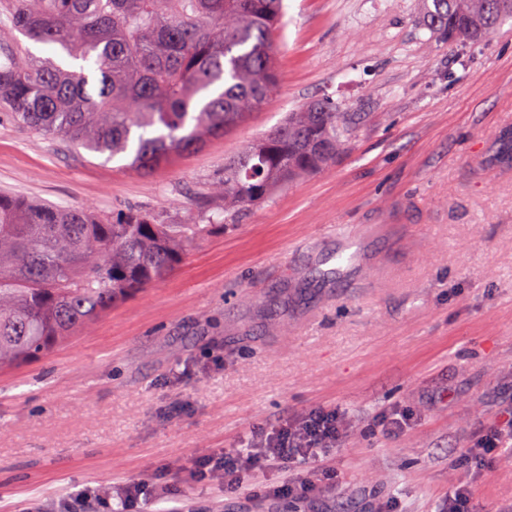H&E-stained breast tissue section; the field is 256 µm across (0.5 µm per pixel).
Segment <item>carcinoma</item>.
I'll use <instances>...</instances> for the list:
<instances>
[{
    "label": "carcinoma",
    "mask_w": 512,
    "mask_h": 512,
    "mask_svg": "<svg viewBox=\"0 0 512 512\" xmlns=\"http://www.w3.org/2000/svg\"><path fill=\"white\" fill-rule=\"evenodd\" d=\"M283 0H0V112L16 123L142 170L201 148L259 108L278 82ZM512 0H424L442 41L477 40ZM40 45L36 56L18 36ZM358 119L328 97L306 102L224 164V209L335 161ZM225 224L109 220L0 192V368L31 363L144 288L186 247Z\"/></svg>",
    "instance_id": "obj_1"
}]
</instances>
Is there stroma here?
<instances>
[{
    "instance_id": "35a3bbf8",
    "label": "stroma",
    "mask_w": 512,
    "mask_h": 512,
    "mask_svg": "<svg viewBox=\"0 0 512 512\" xmlns=\"http://www.w3.org/2000/svg\"><path fill=\"white\" fill-rule=\"evenodd\" d=\"M277 85L238 126L145 172L0 115V190L179 224L224 219L207 183L304 101L361 113L317 172L236 210L163 281L39 360L0 371V512H68L81 492L145 486L142 512H232L196 460L250 429L340 408L345 435L310 512H512V446L486 476L460 460L512 408V20L443 42L419 0H285ZM362 264L337 269L338 226ZM405 405L395 436L373 426ZM473 487L459 484L448 493V506L445 512H472Z\"/></svg>"
}]
</instances>
